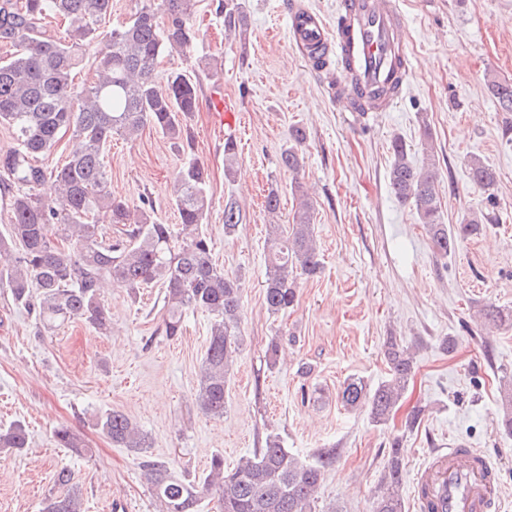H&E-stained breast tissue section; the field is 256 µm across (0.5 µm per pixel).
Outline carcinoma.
Here are the masks:
<instances>
[{
    "label": "carcinoma",
    "mask_w": 512,
    "mask_h": 512,
    "mask_svg": "<svg viewBox=\"0 0 512 512\" xmlns=\"http://www.w3.org/2000/svg\"><path fill=\"white\" fill-rule=\"evenodd\" d=\"M193 6L194 0H144L127 21L105 31L100 26L112 15V0H0V41L13 47L10 57L0 60V126L12 131L16 143L0 157V186L8 194L0 284L48 328L80 320L107 333L112 317L100 298L104 281L129 288L162 282L167 336L181 335L189 310L212 316L198 402L205 414L222 417L227 378L240 345V284L213 262L211 240L200 230L209 206L208 173L187 155L177 174L173 203L180 224L174 228L153 220L149 197L140 198L134 210L114 197L105 163L112 138L130 139L147 125L175 147H190L185 121L196 111L198 81L181 72L161 77L156 67L161 58L184 54L192 46ZM57 19L67 23L64 37L53 29ZM83 66L93 74L88 83L76 81ZM488 87L498 106L512 112V81L493 80ZM63 131L72 132L81 149L60 165L45 164ZM426 152L427 161L418 168L409 159L406 142L393 138L388 183L399 201L412 205L434 250L446 258L491 217L471 211L459 224L445 223L439 167L433 147ZM279 164L296 174L303 159L291 146L282 151ZM469 174L484 191L498 182L496 170L477 156L469 160ZM100 207L111 210L117 236H106L95 224ZM313 210L303 193L291 229L270 225L264 300L271 314L296 304L298 274L319 270ZM242 223L240 206L227 200L224 235L234 234ZM480 315L496 327L512 325V312L493 304ZM384 358L389 378L377 388L370 390L362 379L350 377L338 392L342 406L366 408L378 424L396 412L415 369L413 354L393 338L385 344ZM503 398L501 427L512 433V390L504 389ZM95 426L116 447L137 453L150 447L146 434L120 411L100 414ZM55 438L63 448L87 451L67 426L58 428ZM26 447L22 425L0 429L1 453ZM403 458L402 441L396 439L370 512H406ZM335 459L336 449L325 448L316 462H304L279 437L269 436L265 447L232 469L216 455L208 473L192 480L177 477L167 463L147 455L141 468L159 512H197L207 495L218 498L221 512H315L324 472ZM54 486L41 512H84L82 489L69 469L56 472Z\"/></svg>",
    "instance_id": "carcinoma-1"
}]
</instances>
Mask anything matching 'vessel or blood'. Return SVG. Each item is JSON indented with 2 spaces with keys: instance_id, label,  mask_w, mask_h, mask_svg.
Listing matches in <instances>:
<instances>
[{
  "instance_id": "1",
  "label": "vessel or blood",
  "mask_w": 512,
  "mask_h": 512,
  "mask_svg": "<svg viewBox=\"0 0 512 512\" xmlns=\"http://www.w3.org/2000/svg\"><path fill=\"white\" fill-rule=\"evenodd\" d=\"M289 37L306 59L335 52L354 112H370V90L407 82V53L401 40L404 17L396 0H340L335 23L299 6L290 9ZM213 116L225 132L236 125L238 105L216 97ZM414 498L419 512H496L501 501L498 472L487 453L471 448L437 449L421 466Z\"/></svg>"
}]
</instances>
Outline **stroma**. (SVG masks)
Returning <instances> with one entry per match:
<instances>
[{
	"label": "stroma",
	"instance_id": "obj_1",
	"mask_svg": "<svg viewBox=\"0 0 512 512\" xmlns=\"http://www.w3.org/2000/svg\"><path fill=\"white\" fill-rule=\"evenodd\" d=\"M293 0H239L246 40L229 35L219 0H198L197 39L189 56L164 57L161 73L200 78L198 107L187 120L192 153L208 169L210 204L202 230L213 257L240 280L241 345L229 375L223 417L197 403L211 316L184 319L181 336L164 331V287L111 286L104 304L112 332L82 322L48 330L0 287V426L24 425L28 446L0 454V512H40L54 473L68 466L81 486L84 512H155L140 458L116 448L95 427L107 410L127 414L147 434L149 455L176 475L200 476L214 454L225 467L275 435L303 460L336 451L316 503L318 512H368L394 438L405 453L404 497L430 453L457 442L484 450L497 465L501 512H512V436L499 426L503 389L512 383V327L486 334L488 304L512 309V112L488 89L492 77L512 80V0H398L401 37L411 77L391 112L361 114L333 89L341 75L316 69L290 42ZM233 98L237 164L224 174V138L210 126V98ZM307 139L305 167L279 165L293 127ZM431 133L440 166L446 223L484 207L488 194L469 178L470 157L496 169L491 224L440 257L412 206L388 185L390 141L401 137L421 162ZM184 160L158 130L133 141L113 140L106 161L112 193L129 205L153 202L159 223L178 214L173 184ZM313 202L322 269L299 281V302L287 313L264 305L269 191L280 199L278 221L289 225L300 190ZM235 200L244 220L224 234V204ZM409 347L414 374L387 423L345 409L337 398L346 378L376 388L388 377L384 344ZM452 337L454 351L443 350ZM279 351L268 358L267 346ZM415 425H407L412 411ZM68 426L89 447L84 455L58 447L52 433Z\"/></svg>",
	"mask_w": 512,
	"mask_h": 512
}]
</instances>
